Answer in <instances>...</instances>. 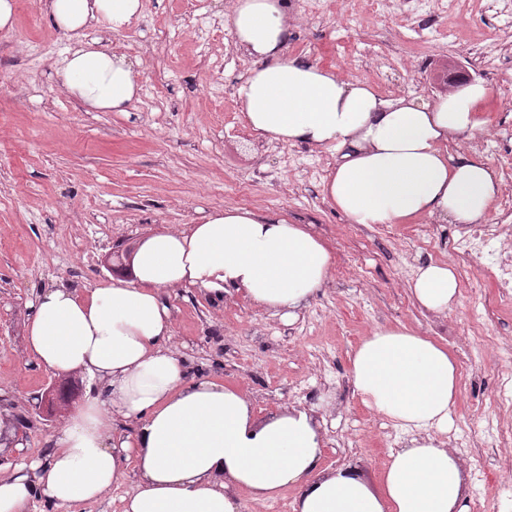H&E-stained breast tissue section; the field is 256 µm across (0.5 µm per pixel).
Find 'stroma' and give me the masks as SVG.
<instances>
[{"instance_id": "obj_1", "label": "stroma", "mask_w": 512, "mask_h": 512, "mask_svg": "<svg viewBox=\"0 0 512 512\" xmlns=\"http://www.w3.org/2000/svg\"><path fill=\"white\" fill-rule=\"evenodd\" d=\"M144 0L142 14L109 34L108 50L142 72L127 112H93L57 84L56 71L80 40L45 17L41 0H15V24L0 31V415L24 417L21 452L8 463L46 459L49 434L65 412L46 417L40 395L54 377L26 348L24 327L38 292L54 283L94 287L112 271L106 255L152 231L181 228L213 209L279 211L309 225L335 260L330 279L288 320L242 297L217 299L194 287L172 292L173 343L190 375L248 391L257 417L300 405L321 421L320 466L352 464L378 486L391 450L413 432L365 407L350 381L349 355L378 328L406 325L434 339L467 332L473 312L487 315L474 343L490 357L458 365V398L448 433L465 463L467 505L512 512V411L492 416L488 432L466 425L512 377V307H501L479 273L458 269L460 295L447 317L414 303L409 285L423 263L450 261L453 227L352 224L331 207L323 184L335 165L328 151L257 138L246 126L236 88L247 70L224 14L231 0ZM346 16L296 12L293 52L368 81L382 94L429 98L433 73L458 60L491 95L482 118L488 136L512 148V25L495 0H464L450 25L454 47L417 52L421 37L403 16L379 14L373 0H347Z\"/></svg>"}]
</instances>
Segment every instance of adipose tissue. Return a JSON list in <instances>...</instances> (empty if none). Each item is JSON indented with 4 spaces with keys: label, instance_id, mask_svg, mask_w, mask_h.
I'll use <instances>...</instances> for the list:
<instances>
[{
    "label": "adipose tissue",
    "instance_id": "obj_1",
    "mask_svg": "<svg viewBox=\"0 0 512 512\" xmlns=\"http://www.w3.org/2000/svg\"><path fill=\"white\" fill-rule=\"evenodd\" d=\"M48 21L83 37L57 75L70 96L100 112H126L139 74L100 46L141 15L142 0H42ZM254 66L237 87L256 137L336 155L324 183L352 224L485 223L501 191L481 158L448 146L481 131L490 89L471 83L424 100L385 96L369 82L292 55L284 0H232L225 15ZM327 242L286 215L226 208L182 229L149 234L128 266L92 288L43 289L25 332L52 375L83 374L93 395L48 435L44 461L0 469V512H29L36 493L70 508L98 500L134 469L123 512H242L295 487L294 512H468L463 463L448 447L457 368L447 346L401 325L376 329L350 355L355 393L421 441L389 455L380 488L351 467L319 465V424L306 410L258 418L240 388L192 377L173 345L171 292L235 291L295 317L329 279ZM417 305L447 316L459 294L446 262L418 267Z\"/></svg>",
    "mask_w": 512,
    "mask_h": 512
}]
</instances>
